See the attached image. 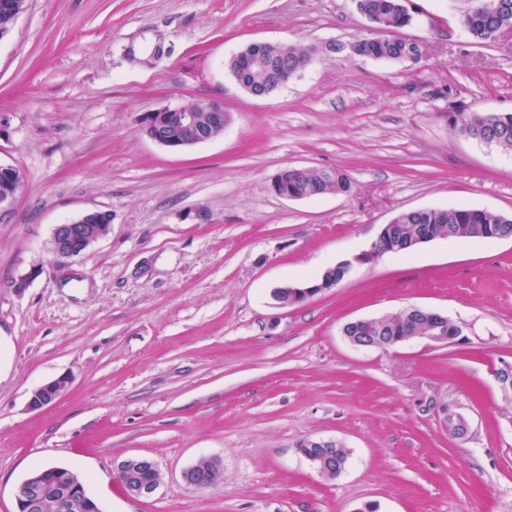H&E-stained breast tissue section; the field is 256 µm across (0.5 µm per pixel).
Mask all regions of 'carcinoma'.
I'll list each match as a JSON object with an SVG mask.
<instances>
[{
    "label": "carcinoma",
    "mask_w": 512,
    "mask_h": 512,
    "mask_svg": "<svg viewBox=\"0 0 512 512\" xmlns=\"http://www.w3.org/2000/svg\"><path fill=\"white\" fill-rule=\"evenodd\" d=\"M498 2V12L491 13L485 8V0H469V7L461 15L460 23L476 42L490 45V32L505 21L512 24V0ZM360 4L362 11L373 17L379 31L375 35L357 39V55L385 61H405L412 55L423 57L422 46L411 44L407 38L399 35L400 30L412 22L411 14L400 8L399 0H360ZM263 54L264 50L257 47L232 60L231 68L241 69L252 81L260 84L266 81V74L254 61ZM312 58L307 48L290 45L281 58V65L292 76L309 65ZM450 120L472 138L504 151H512V112H458L450 116ZM287 179L288 187L307 198L331 192L347 193L351 189L349 179L338 170L306 168L299 172H288ZM504 230V216L487 210H405L395 216L391 239L380 244L372 257L390 252H407L409 243L425 232L448 239L487 240ZM416 330V324L400 312L371 319L351 331L350 335L374 343L387 342L395 336H411ZM197 466L208 483L222 480L223 471L213 465L212 460L203 458Z\"/></svg>",
    "instance_id": "1"
}]
</instances>
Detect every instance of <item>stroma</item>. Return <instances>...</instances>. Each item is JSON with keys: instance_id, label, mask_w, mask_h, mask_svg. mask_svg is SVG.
Wrapping results in <instances>:
<instances>
[{"instance_id": "stroma-1", "label": "stroma", "mask_w": 512, "mask_h": 512, "mask_svg": "<svg viewBox=\"0 0 512 512\" xmlns=\"http://www.w3.org/2000/svg\"><path fill=\"white\" fill-rule=\"evenodd\" d=\"M407 6L415 65L327 51L365 35L355 0H26L0 38V164L22 176L0 205V512L48 461L103 512H512V395L496 378L512 365V240L440 238L301 303L271 297L404 210L512 217V154L448 119L512 112V31L485 46L458 27L468 0ZM256 41L313 61L252 96L228 63ZM195 101L223 105V134L172 151L138 120ZM294 166L341 170L351 190L275 195ZM92 210L109 233L56 262L55 226ZM411 306L447 315L457 342L343 334ZM60 377L59 399L29 410ZM309 438L347 449L339 476L301 453ZM139 455L160 473L147 499L114 478ZM203 458L223 480L185 483ZM66 386L64 378L49 381L32 391L28 406L32 410H39L49 406L60 396Z\"/></svg>"}]
</instances>
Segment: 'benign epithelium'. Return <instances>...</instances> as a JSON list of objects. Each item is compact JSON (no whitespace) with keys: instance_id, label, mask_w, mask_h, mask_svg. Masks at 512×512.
Here are the masks:
<instances>
[{"instance_id":"benign-epithelium-1","label":"benign epithelium","mask_w":512,"mask_h":512,"mask_svg":"<svg viewBox=\"0 0 512 512\" xmlns=\"http://www.w3.org/2000/svg\"><path fill=\"white\" fill-rule=\"evenodd\" d=\"M146 134L159 145L170 150L204 143L211 139L207 130L201 128L194 113L180 107H164L146 112L140 117ZM22 183L20 172L11 166L0 165V205L14 199ZM112 215L106 211H91L81 218L59 224L54 228L51 252L57 260H68L84 254L102 234L101 225H111ZM326 289L325 283L310 281L291 285L288 292L280 295L272 292L273 299L281 307H288L309 299ZM411 314L423 317L428 325L420 337L435 343L457 340L461 329L447 316L427 308L411 307ZM66 380L58 378L49 381L32 391L28 406L32 410L42 409L60 396ZM116 471L127 475L123 488L127 495L135 498L151 497L159 480L152 477L158 472L154 460L144 456H131L116 466ZM51 494L56 501L57 512H70L78 500H88L83 478L79 473L63 467L32 471L17 487L15 499L17 512H39L42 499Z\"/></svg>"}]
</instances>
